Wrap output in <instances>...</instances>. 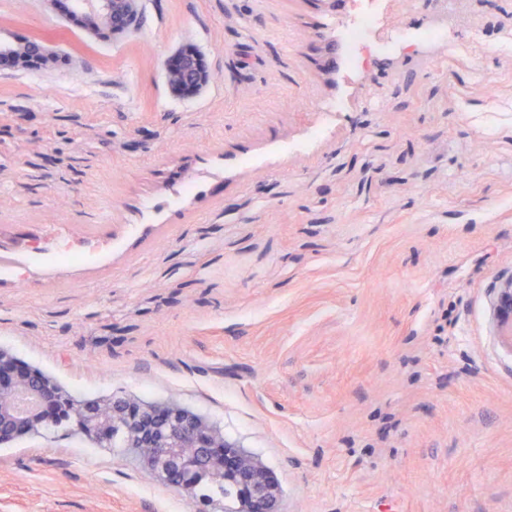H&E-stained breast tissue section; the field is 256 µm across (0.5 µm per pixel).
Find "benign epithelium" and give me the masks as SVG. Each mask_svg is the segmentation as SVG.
Wrapping results in <instances>:
<instances>
[{"label": "benign epithelium", "mask_w": 512, "mask_h": 512, "mask_svg": "<svg viewBox=\"0 0 512 512\" xmlns=\"http://www.w3.org/2000/svg\"><path fill=\"white\" fill-rule=\"evenodd\" d=\"M140 0H77L86 28L108 27L125 33L139 12ZM50 57L44 47L15 56L18 64L37 69ZM178 93L199 92L213 79L203 56L183 51L178 65L167 68ZM500 336L512 348V277L500 282L492 303ZM58 419L78 420L96 439L120 430L125 446L162 482L180 481L183 489L217 481L235 482L238 512H279L278 488L268 469L251 453L224 438V431L175 401L145 404L112 397L79 402L42 372L17 362L0 348V443L40 433Z\"/></svg>", "instance_id": "obj_1"}]
</instances>
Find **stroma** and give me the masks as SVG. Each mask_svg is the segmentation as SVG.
Instances as JSON below:
<instances>
[{
	"mask_svg": "<svg viewBox=\"0 0 512 512\" xmlns=\"http://www.w3.org/2000/svg\"><path fill=\"white\" fill-rule=\"evenodd\" d=\"M352 0H140L118 37L0 0V232L111 243L0 271V347L79 400H176L281 512H512V0H388L448 42L346 76ZM194 47L216 77L174 93ZM340 104L325 119L322 108ZM126 448L0 445V512H222ZM492 310L498 336L512 349V277L500 282Z\"/></svg>",
	"mask_w": 512,
	"mask_h": 512,
	"instance_id": "stroma-1",
	"label": "stroma"
}]
</instances>
